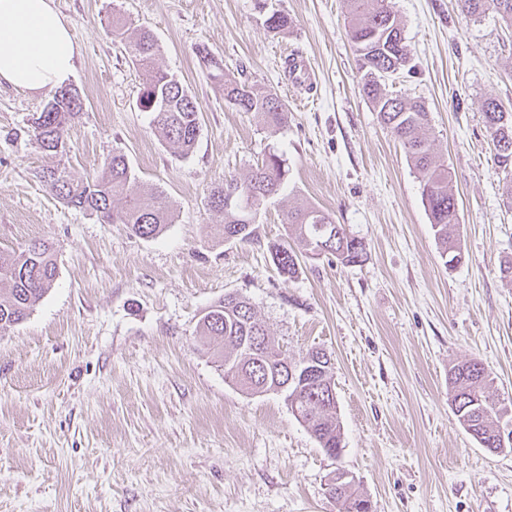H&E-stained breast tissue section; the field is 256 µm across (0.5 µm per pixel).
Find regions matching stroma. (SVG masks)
Returning <instances> with one entry per match:
<instances>
[{"label": "stroma", "instance_id": "1", "mask_svg": "<svg viewBox=\"0 0 512 512\" xmlns=\"http://www.w3.org/2000/svg\"><path fill=\"white\" fill-rule=\"evenodd\" d=\"M79 48L70 79L84 110L65 151L29 127L50 99L0 85V252L54 243L57 276L19 324L0 333V512H340V470L371 512H512V452L493 454L460 426L448 367L484 363L512 399V200L482 112L512 108V29L460 15L457 0H388L411 51L386 87L420 98L452 175L463 261L446 266L419 174L361 91L346 0H55ZM284 12L288 30L267 18ZM152 30L157 65L201 105L194 152L181 156L140 110L142 77L112 35L113 14ZM278 95L280 129L224 101L198 57ZM316 72L297 84L288 59ZM288 182L260 208L248 243L223 239L212 187L245 177L268 149ZM125 153L145 191L165 192L174 221L157 238L102 224L40 180L74 178ZM306 202L362 239L361 262L303 257L284 213ZM227 293L248 298L283 356L331 353L343 450L328 456L283 394L225 381L196 334Z\"/></svg>", "mask_w": 512, "mask_h": 512}]
</instances>
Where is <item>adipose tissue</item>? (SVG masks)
<instances>
[{
	"instance_id": "ef3b65f1",
	"label": "adipose tissue",
	"mask_w": 512,
	"mask_h": 512,
	"mask_svg": "<svg viewBox=\"0 0 512 512\" xmlns=\"http://www.w3.org/2000/svg\"><path fill=\"white\" fill-rule=\"evenodd\" d=\"M76 45L55 0H0V84L37 93L65 85Z\"/></svg>"
}]
</instances>
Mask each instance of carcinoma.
I'll return each instance as SVG.
<instances>
[{"label":"carcinoma","instance_id":"carcinoma-1","mask_svg":"<svg viewBox=\"0 0 512 512\" xmlns=\"http://www.w3.org/2000/svg\"><path fill=\"white\" fill-rule=\"evenodd\" d=\"M348 36L359 68L365 71L361 91L369 99L384 128L400 142L413 167L420 174L423 203L431 227L442 247L446 263L462 260L460 248L449 229L459 223L458 202L452 189L448 166L435 159L433 144L427 136L428 112L424 105L385 88L389 77L402 73L409 62L402 22L390 10L386 0H347ZM460 13L466 18L494 13L512 26V0H458ZM112 34L120 39L131 61L143 71V89L139 105L150 113L151 123L180 153L193 152L200 134V105L189 89L175 76L155 66L158 44L154 34L140 28L125 29L121 20H112ZM201 59L214 70L211 77L224 80V101L240 112H252L267 126L283 127L288 123V106L277 95L254 85L228 78L223 64L205 49ZM83 102L77 89L60 86L34 118L33 134L39 147L50 154L63 147L67 126L80 114ZM487 131L491 137L498 168L512 176V112L498 108L495 100L484 104ZM41 181L62 203L96 215L104 224H125L138 237L152 238L173 221V212L157 190L144 193L133 173L127 156L115 151L96 173L74 179L62 164L43 169ZM288 179L286 159L274 150L265 153L247 177L224 179L211 190L210 207L223 217L224 234H238L237 240L254 239L253 224L257 211L224 205L231 194L258 203L279 194ZM120 200L123 206L115 208ZM296 248H275L274 259L280 273H298L302 256H331L344 265L361 262L364 242L351 235L325 212L308 205L287 211L283 216ZM57 275L52 244L34 241L20 253H0V332L22 321L50 288ZM197 335L219 339L223 350L217 363L224 378L248 394L263 393L283 379L281 352L276 349L263 321L245 297L224 295L201 316ZM322 355L318 366L323 369L326 386L309 378L298 379L288 391L290 409L316 438L322 449L342 452V431L337 416V402L328 396L332 381L331 355L311 349L307 355ZM493 379L476 359L453 365L448 370V395L459 424L483 448H492L501 431L512 426V402L490 394ZM335 500L343 512H370L367 500L354 481L342 483Z\"/></svg>","mask_w":512,"mask_h":512}]
</instances>
